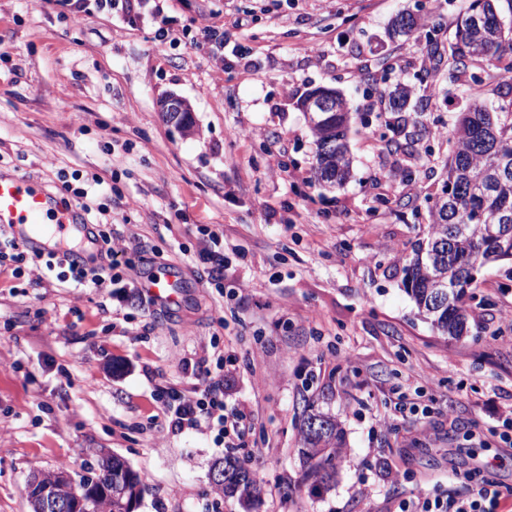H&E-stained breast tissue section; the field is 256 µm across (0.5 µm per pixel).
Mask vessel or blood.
<instances>
[{"label": "vessel or blood", "mask_w": 512, "mask_h": 512, "mask_svg": "<svg viewBox=\"0 0 512 512\" xmlns=\"http://www.w3.org/2000/svg\"><path fill=\"white\" fill-rule=\"evenodd\" d=\"M0 230L30 251L46 253L65 238L94 244L96 228L77 209L64 207L30 177L0 171Z\"/></svg>", "instance_id": "vessel-or-blood-1"}]
</instances>
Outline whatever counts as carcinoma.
Returning <instances> with one entry per match:
<instances>
[{"label":"carcinoma","mask_w":512,"mask_h":512,"mask_svg":"<svg viewBox=\"0 0 512 512\" xmlns=\"http://www.w3.org/2000/svg\"><path fill=\"white\" fill-rule=\"evenodd\" d=\"M482 16L481 28L468 20ZM512 56V27L505 26L495 0H470L448 51L434 45L431 60L448 62L458 70L478 66L493 81L502 77L500 62ZM467 105L460 113L449 142L445 162L447 179L441 195L428 210L426 237L417 240L405 266L404 285L418 312L443 337L461 340L468 336L467 290L474 274L492 262L512 258V171L499 181V163L512 167V102L494 107L485 97L483 81L473 80L465 90ZM309 122L316 138L315 178L323 188L342 185L350 176L352 157L348 134L354 124L345 100L336 112H315ZM419 132L405 141L391 140L388 147L408 159L415 156ZM325 419L327 427L314 431L309 421ZM301 448L304 476L314 486L330 488L336 482L343 454L344 434L337 420L306 404L301 413ZM224 472V484L216 486L226 498L247 507L260 493L256 477L233 456L214 464ZM94 478L111 482L112 498L92 499L87 512H132V504L145 490L147 478L109 454H101L98 469L81 475L76 483Z\"/></svg>","instance_id":"cac0c4a2"}]
</instances>
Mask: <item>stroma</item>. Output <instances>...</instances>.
Here are the masks:
<instances>
[{
	"label": "stroma",
	"mask_w": 512,
	"mask_h": 512,
	"mask_svg": "<svg viewBox=\"0 0 512 512\" xmlns=\"http://www.w3.org/2000/svg\"><path fill=\"white\" fill-rule=\"evenodd\" d=\"M468 0H166L167 35L146 4L0 0V169L60 191V172L114 171L107 215L137 269L181 266L169 302L131 307L35 264L0 270V512H30L31 474L83 472L99 449L144 473L136 512H246L210 474L229 450L208 428L169 430L158 400L224 353V403L250 413L261 493L247 512H398L427 492H462L451 466L512 452L491 432L512 414V261L481 268L471 331L438 336L405 290L427 232L448 134L470 72L428 59L455 40ZM421 26L393 42L398 12ZM163 17V18H164ZM222 40L197 43L200 28ZM428 100L423 157L405 163L384 99L397 83ZM339 90L367 134L350 133L353 174L315 185V136L297 101ZM192 108L188 127L160 110ZM220 236L224 289L186 267L201 227ZM429 413L391 418L395 403ZM310 403L336 418V482L313 489L297 450Z\"/></svg>",
	"instance_id": "1"
}]
</instances>
